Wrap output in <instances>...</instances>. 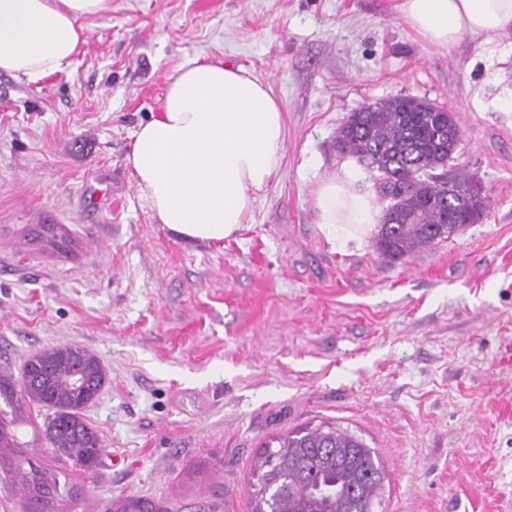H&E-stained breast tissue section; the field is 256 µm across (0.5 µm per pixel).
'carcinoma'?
<instances>
[{
    "mask_svg": "<svg viewBox=\"0 0 512 512\" xmlns=\"http://www.w3.org/2000/svg\"><path fill=\"white\" fill-rule=\"evenodd\" d=\"M462 130L455 113L417 97H393L351 113L337 131L341 149L378 172L384 213L378 248L402 259L485 216L475 176L436 170L453 159ZM456 223L451 224L449 220ZM106 382L99 357L76 344L33 353L20 378L0 366V471L19 495L20 512H70L79 488L67 464L96 472L103 454L82 411ZM43 416L33 440L15 428ZM255 512H376L384 471L356 435L323 425L273 438L254 459Z\"/></svg>",
    "mask_w": 512,
    "mask_h": 512,
    "instance_id": "1",
    "label": "carcinoma"
}]
</instances>
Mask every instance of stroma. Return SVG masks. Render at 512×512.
<instances>
[{
	"instance_id": "obj_1",
	"label": "stroma",
	"mask_w": 512,
	"mask_h": 512,
	"mask_svg": "<svg viewBox=\"0 0 512 512\" xmlns=\"http://www.w3.org/2000/svg\"><path fill=\"white\" fill-rule=\"evenodd\" d=\"M403 0H111L70 67L0 74V365L73 343L109 382L74 512H253L254 456L330 424L386 473L378 512L512 501V37L438 47ZM221 60L280 102L282 165L223 243L155 223L126 155L168 78ZM445 105L485 218L400 260L332 244L313 190L375 195L336 134L392 96Z\"/></svg>"
}]
</instances>
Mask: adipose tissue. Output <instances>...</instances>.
Segmentation results:
<instances>
[{
    "label": "adipose tissue",
    "mask_w": 512,
    "mask_h": 512,
    "mask_svg": "<svg viewBox=\"0 0 512 512\" xmlns=\"http://www.w3.org/2000/svg\"><path fill=\"white\" fill-rule=\"evenodd\" d=\"M109 0H0V73L29 83L63 72L86 37L84 19ZM406 22L437 46L463 35H512V0H403ZM283 111L269 87L222 61L170 76L159 112L140 124L127 162L154 220L188 241L219 243L251 218L281 166ZM328 239H354L379 222L372 198L344 179L314 191Z\"/></svg>",
    "instance_id": "obj_1"
}]
</instances>
